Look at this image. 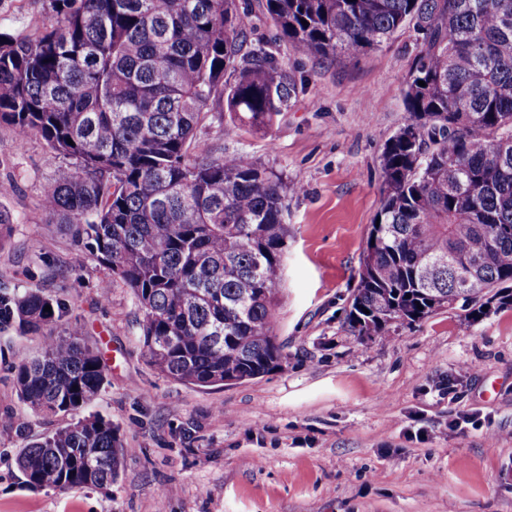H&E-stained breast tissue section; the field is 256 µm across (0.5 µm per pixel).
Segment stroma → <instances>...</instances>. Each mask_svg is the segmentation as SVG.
Instances as JSON below:
<instances>
[{
	"label": "stroma",
	"instance_id": "obj_1",
	"mask_svg": "<svg viewBox=\"0 0 512 512\" xmlns=\"http://www.w3.org/2000/svg\"><path fill=\"white\" fill-rule=\"evenodd\" d=\"M46 20V0H0L2 32ZM420 39L404 27L353 63L280 46L305 89L268 136L198 130L303 186L288 198L276 305L288 359L242 383L186 385L146 362L131 290L116 283L101 296L102 268L39 207L58 157L40 137L21 143L0 126V181L13 186L0 199L13 216L0 277L64 299L101 349L106 383L87 411L112 421L124 448L110 485L27 488L20 448L65 419L34 414L13 388L12 349H37L39 337H0V418L13 421L0 426V512H512V306L492 304L476 320L445 308L373 338L347 323Z\"/></svg>",
	"mask_w": 512,
	"mask_h": 512
}]
</instances>
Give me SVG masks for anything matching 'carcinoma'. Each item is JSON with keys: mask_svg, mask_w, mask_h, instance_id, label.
<instances>
[{"mask_svg": "<svg viewBox=\"0 0 512 512\" xmlns=\"http://www.w3.org/2000/svg\"><path fill=\"white\" fill-rule=\"evenodd\" d=\"M48 3L49 23L0 32V124L63 159L42 211L106 284L130 288L143 355L160 375L206 387L282 368L284 214L301 185L197 131L223 121L211 105L224 99L221 136L263 135L303 78L271 47L247 46L236 0ZM266 10L307 57L352 62L407 25L422 35L407 117L382 155L380 223L360 257L351 331L380 336L452 306L456 262L473 269L461 300L469 317L512 297V0H266ZM67 314L62 299L0 281V333L42 337L38 353L14 352L19 399L73 416L18 454L34 489L104 486L121 468L112 422L74 418L106 376L72 322L48 335Z\"/></svg>", "mask_w": 512, "mask_h": 512, "instance_id": "cac0c4a2", "label": "carcinoma"}]
</instances>
